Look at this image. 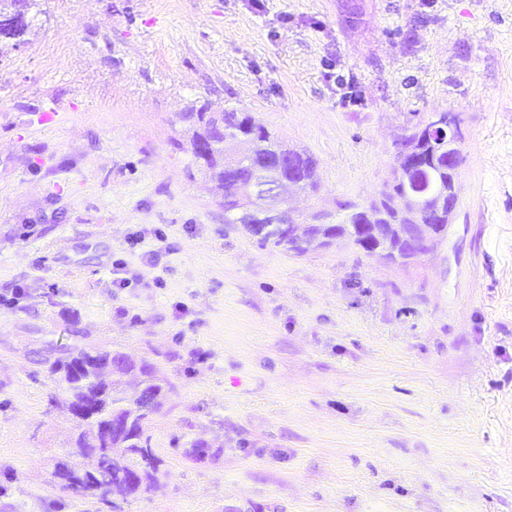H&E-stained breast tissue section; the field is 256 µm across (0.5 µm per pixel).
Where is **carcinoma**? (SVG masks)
I'll return each instance as SVG.
<instances>
[{
    "label": "carcinoma",
    "mask_w": 512,
    "mask_h": 512,
    "mask_svg": "<svg viewBox=\"0 0 512 512\" xmlns=\"http://www.w3.org/2000/svg\"><path fill=\"white\" fill-rule=\"evenodd\" d=\"M180 121L190 133L199 170L224 193L225 223L243 225L262 247L271 245L300 256L345 241L371 256L408 266L421 258L408 245L395 248L408 225H435L436 244L448 230V190L456 182L459 164H448L439 145L442 137L429 135V122L419 124L407 138L410 151L426 157V169L412 172L397 162L378 201L367 207L342 204V222L304 224L301 233L290 238L274 228L261 232L267 202L252 185L278 183L287 192L304 189L312 185L315 160L285 147L248 112H212L204 106L181 113ZM48 353L54 356L51 374L67 411L85 401L98 406L94 417L78 423L73 456L87 457L99 449L112 457V465L100 471L61 461L53 471L54 479L102 502L107 501L105 486L124 496L148 490L160 465L150 446L148 423L168 388L160 370L121 349L75 343L51 345Z\"/></svg>",
    "instance_id": "1"
}]
</instances>
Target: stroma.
<instances>
[{
    "label": "stroma",
    "instance_id": "stroma-1",
    "mask_svg": "<svg viewBox=\"0 0 512 512\" xmlns=\"http://www.w3.org/2000/svg\"><path fill=\"white\" fill-rule=\"evenodd\" d=\"M28 22L0 48V512H108L52 477L78 430L34 354L74 324L169 383L158 481L123 512H512V0H33ZM205 104L313 155L288 206L331 223L452 113L447 238L407 267L259 246L194 164L178 115Z\"/></svg>",
    "mask_w": 512,
    "mask_h": 512
}]
</instances>
